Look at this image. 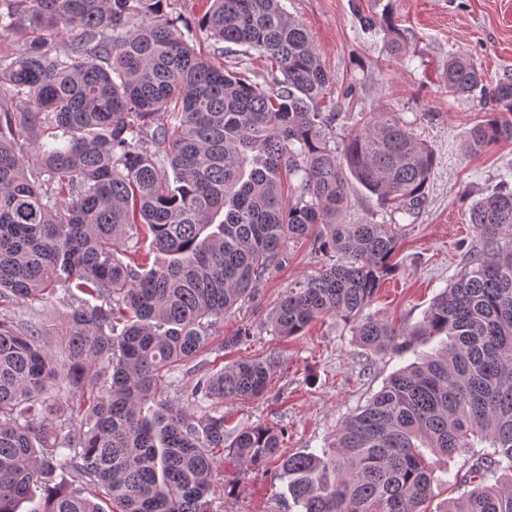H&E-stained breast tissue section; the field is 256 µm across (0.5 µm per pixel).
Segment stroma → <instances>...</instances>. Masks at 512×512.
Instances as JSON below:
<instances>
[{
    "label": "stroma",
    "mask_w": 512,
    "mask_h": 512,
    "mask_svg": "<svg viewBox=\"0 0 512 512\" xmlns=\"http://www.w3.org/2000/svg\"><path fill=\"white\" fill-rule=\"evenodd\" d=\"M287 12L310 31L322 66L334 78L323 110L337 109L333 133L343 138L371 112H393L413 135L432 147L435 159L426 199L416 215L391 217L386 206L352 184L342 218L348 224L404 225L398 269L382 284L370 311L397 326H412L434 298L464 269V253L479 249L468 222L467 198L492 192L501 173L512 170V140L471 154L464 145L481 120L487 90L512 77V0H283ZM193 27L189 42L229 70L264 82L269 68L258 53L228 44L218 47L199 29L206 0H170ZM388 13L406 40L392 56L382 32L364 29L359 12ZM470 56L484 77V89L448 94L443 73L452 55ZM352 96H345V89ZM288 261L257 286L256 297L224 318L199 360L219 370L238 358L273 355L280 367L267 393L248 402L226 403L229 426L271 423L287 434L284 450L319 451L332 443L345 419L388 379L415 360L413 353L364 354L350 324L325 317L303 335H273L269 317L288 286L321 263L310 242L289 243ZM250 326L252 338L225 349L224 337ZM214 512H288L285 482L274 470L248 473L233 494L216 482Z\"/></svg>",
    "instance_id": "stroma-1"
}]
</instances>
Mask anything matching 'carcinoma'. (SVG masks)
<instances>
[{
    "label": "carcinoma",
    "instance_id": "carcinoma-1",
    "mask_svg": "<svg viewBox=\"0 0 512 512\" xmlns=\"http://www.w3.org/2000/svg\"><path fill=\"white\" fill-rule=\"evenodd\" d=\"M210 2L198 26L267 58L273 87L197 52L167 0H0V39L22 43L0 55V512L35 487L33 512H213L226 448L256 472L279 462L294 512H512V188L470 204L482 246L417 325L369 313L403 225L343 223L349 185L413 214L433 149L392 112L336 143L338 113L317 107L334 78L282 0ZM361 20L403 52L388 15ZM481 83L466 55L448 60V94ZM489 100L469 153L512 140V79ZM131 235L149 248L125 245ZM306 239L346 261L288 286L275 334L336 316L376 352L444 340L347 416L331 447L287 455L280 427L224 418V404L267 392L277 358L216 372L197 358L288 261L285 243ZM155 251L165 259L150 262ZM58 286L83 295L61 356L34 307ZM180 370L196 377L201 416L170 397ZM68 470L99 493L59 479ZM437 482L456 496L434 511Z\"/></svg>",
    "mask_w": 512,
    "mask_h": 512
}]
</instances>
